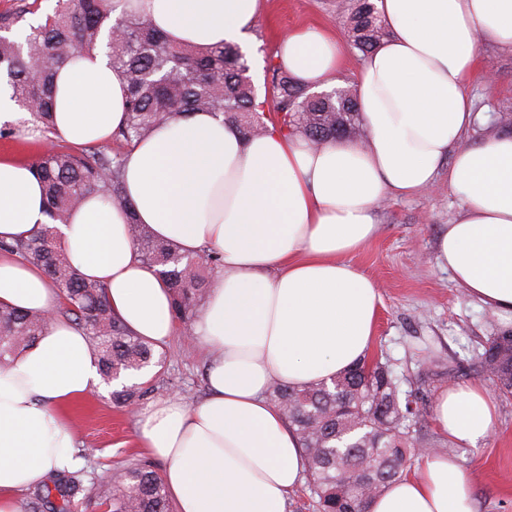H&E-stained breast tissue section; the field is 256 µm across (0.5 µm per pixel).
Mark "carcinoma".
Segmentation results:
<instances>
[{
  "instance_id": "obj_1",
  "label": "carcinoma",
  "mask_w": 512,
  "mask_h": 512,
  "mask_svg": "<svg viewBox=\"0 0 512 512\" xmlns=\"http://www.w3.org/2000/svg\"><path fill=\"white\" fill-rule=\"evenodd\" d=\"M123 2L58 0L53 16L29 26L24 38L0 35V74L6 76L11 98L38 126L47 130L52 123L58 68L97 49L106 37L112 68L128 91L126 124L115 132L127 145L149 137L163 123L200 111L224 116L248 136L261 133L268 120L316 145L359 134L360 112L350 89L310 93L274 64L271 100L264 106L257 103L248 59L236 45H175L150 18L127 13ZM339 8L348 38L361 53L371 52L387 35L372 0H349ZM36 165L51 224L27 240L0 242V251L16 252L39 265L61 290V314L89 337L104 380L161 364L163 352L114 316L104 285L85 278L69 262L55 233V225L67 223L93 192L125 202L123 152L75 154L51 148ZM130 231L142 260L168 282L178 320L193 324L208 293L203 269L218 268L221 257L213 250L185 254L156 239L144 224H132ZM46 325L37 312L0 307V368ZM476 371L498 392L512 394V331L502 329L490 337ZM154 391L153 384L124 386L112 391V401L135 406ZM268 397L301 438L308 489L318 512H367L370 501L405 476L407 465L421 456L414 429L418 412L409 398L400 397L397 377L381 362L367 373L355 366L328 383L303 388L276 382ZM85 491L81 472H59L29 489L28 512H66ZM95 496L109 512H171L161 476L146 466L116 471L112 483L97 488Z\"/></svg>"
}]
</instances>
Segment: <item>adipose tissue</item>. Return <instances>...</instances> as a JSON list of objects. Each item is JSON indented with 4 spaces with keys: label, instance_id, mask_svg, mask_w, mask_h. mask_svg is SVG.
Instances as JSON below:
<instances>
[{
    "label": "adipose tissue",
    "instance_id": "1",
    "mask_svg": "<svg viewBox=\"0 0 512 512\" xmlns=\"http://www.w3.org/2000/svg\"><path fill=\"white\" fill-rule=\"evenodd\" d=\"M377 2L390 35L356 74L364 139L316 146L272 124L247 136L196 112L126 148L127 205L94 193L57 227L69 260L106 285L128 330L159 346L180 325L129 224L148 225L184 253L223 258L191 329L208 354L206 397L140 413V446L164 462L175 512H286L306 459L266 392L275 382L330 380L367 355L381 298L353 258L378 232L382 199L429 189L447 167L461 206L436 235V262L470 297L512 316V136L460 145L477 119L468 86L493 81L478 46L488 37L512 48V0ZM267 5L127 0L125 8L150 15L172 43L207 48L244 42ZM276 63L322 91L336 81L341 47L326 27L303 25L280 40ZM55 83V138L96 144L124 126V80L104 52L63 66ZM46 220L34 159L0 154V240L29 237ZM61 301L39 266L0 252V306L49 319L0 369V512H23V490L82 464L62 410L101 376L88 336L58 315ZM433 414L449 440L475 448L498 411L487 386L473 383L440 392ZM369 512H473L472 481L455 457L432 453Z\"/></svg>",
    "mask_w": 512,
    "mask_h": 512
}]
</instances>
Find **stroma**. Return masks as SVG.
Instances as JSON below:
<instances>
[{
	"mask_svg": "<svg viewBox=\"0 0 512 512\" xmlns=\"http://www.w3.org/2000/svg\"><path fill=\"white\" fill-rule=\"evenodd\" d=\"M336 2L269 0L250 40L240 45L257 91L271 89L267 67L275 59L278 42L308 23L321 24L336 35L343 52L336 84L353 85L364 56L349 42ZM478 53L494 83L476 82L469 87L474 109L481 116L465 138L469 144L484 137V115L512 112V49L487 38ZM459 205L443 171L432 190L392 198L379 206L380 230L354 258L381 295L369 354L390 362L404 393L423 396L426 407L417 423L419 435L435 450L454 454L473 477L475 512H512V396L495 395L498 418L488 441L477 449L453 445L433 417L438 392L452 384L480 381L474 370L478 355L496 329L512 326L511 320L471 299L436 262V234L441 225L458 217ZM163 351V365L150 373L157 390L148 396V403L174 397L190 405L202 401L207 394L203 351L181 335L174 336ZM67 416L88 488L109 483L115 469L131 465L162 471V463L138 446L136 414L113 404L111 395L90 392L68 407Z\"/></svg>",
	"mask_w": 512,
	"mask_h": 512,
	"instance_id": "stroma-1",
	"label": "stroma"
}]
</instances>
